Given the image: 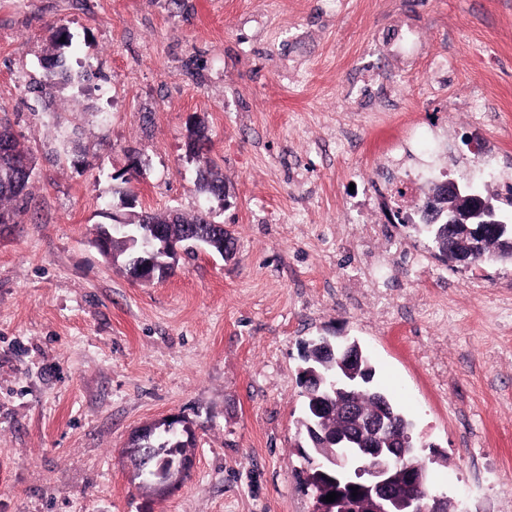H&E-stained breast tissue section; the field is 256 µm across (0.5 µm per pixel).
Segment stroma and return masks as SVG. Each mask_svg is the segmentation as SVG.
Segmentation results:
<instances>
[{"label": "stroma", "mask_w": 512, "mask_h": 512, "mask_svg": "<svg viewBox=\"0 0 512 512\" xmlns=\"http://www.w3.org/2000/svg\"><path fill=\"white\" fill-rule=\"evenodd\" d=\"M58 26L94 79L46 103ZM0 117L35 162L0 225V512H312L319 336L372 353L450 512H512V264L445 263L388 218L411 176L490 157L512 183V0H0ZM211 164L226 202L198 188ZM205 203L231 259L143 284L91 242ZM172 416L194 466L150 501L122 451Z\"/></svg>", "instance_id": "stroma-1"}]
</instances>
